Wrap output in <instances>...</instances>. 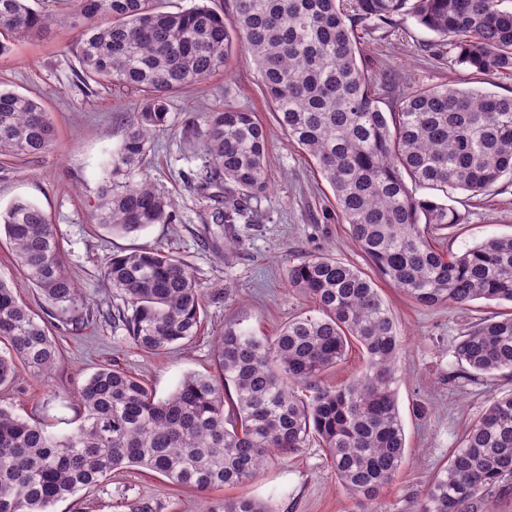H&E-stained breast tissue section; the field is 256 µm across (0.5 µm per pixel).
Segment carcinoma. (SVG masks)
I'll return each instance as SVG.
<instances>
[{
	"label": "carcinoma",
	"mask_w": 512,
	"mask_h": 512,
	"mask_svg": "<svg viewBox=\"0 0 512 512\" xmlns=\"http://www.w3.org/2000/svg\"><path fill=\"white\" fill-rule=\"evenodd\" d=\"M505 0H233L228 17L207 6L163 12L154 0H74L71 18L39 13L28 0H0V35L70 23L85 27L79 52L83 85L107 81L142 96L108 161L93 212L113 234L171 224V200L142 178L130 179L170 120L171 95L226 67L234 45L252 58L261 89L288 141L333 191L357 248L381 278L422 306L462 307L475 300L512 303V235L443 254L431 231L463 223L437 197H417L404 176L451 199L473 196L512 175V96L442 84L416 87L394 109L379 107L375 81L357 56V22L410 16L457 51V63L483 75L512 76V8ZM182 136L204 161L193 188L213 201L204 217L232 229L268 188V137L254 113L227 105L185 121ZM55 131L35 98L0 88V155L38 156ZM22 275L65 314L81 302L66 273L54 224L17 200L0 211ZM102 277L124 308L122 322L142 350L161 353L201 331L206 292L193 269L162 247L114 255ZM288 287L310 298L278 334L262 338L224 325L214 373L185 375L164 399L109 365L79 388L80 423L48 432L0 405V512H53L112 471L138 466L170 483L208 491L253 481L278 453L317 438L338 483L367 512H385L380 494L399 476L406 437L399 413V330L376 283L331 257L288 267ZM51 323L0 280V386L20 370L47 377L59 349ZM358 345L364 367L309 400L296 393ZM464 378L512 373V313L469 326L455 346ZM512 478V392L493 393L427 484L420 512H494L492 493ZM206 512H269L250 497Z\"/></svg>",
	"instance_id": "1"
}]
</instances>
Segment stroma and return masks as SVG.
<instances>
[{
  "instance_id": "35a3bbf8",
  "label": "stroma",
  "mask_w": 512,
  "mask_h": 512,
  "mask_svg": "<svg viewBox=\"0 0 512 512\" xmlns=\"http://www.w3.org/2000/svg\"><path fill=\"white\" fill-rule=\"evenodd\" d=\"M356 32L362 64L376 79L383 110L393 108L410 87L452 84L465 74L454 50L433 51L435 35L412 18L398 17L389 25L367 20ZM79 49V30L62 26L14 36L11 52L0 57V86L36 98L55 130L52 147L40 156L0 157V210L22 197L49 215L61 238L65 269L83 298L82 306L53 321L61 355L51 377L21 374L14 384L0 387V405L48 431L68 432L82 413L77 388L108 364L142 378L157 397H167L184 374L213 371L214 344L225 324L238 323L270 337L311 310V301L289 288L288 267L328 255L376 280L400 330L397 399L406 460L382 497L387 512H419L428 480L485 410L490 395L512 389V377L505 375L473 382L452 379L455 346L468 326L511 313L512 304L477 300L463 308L425 307L380 279L352 243L329 185L305 154L289 145L253 62L239 50L225 70L173 95L169 125L155 134L141 168L174 200L178 223L154 224L127 236L108 233L93 224L92 206L108 158L141 110V96L108 83L84 87ZM227 103L255 112L268 130L269 189L234 225L231 238L215 240L202 222L208 204L188 183L200 161L181 131L187 117ZM452 204L464 222L437 233L434 245L440 251L461 253L490 237L512 234V178H502L476 197L458 192ZM157 245L176 249L208 296L200 335L188 345L150 354L132 342L124 327L101 317V310L123 304L103 280L101 268L110 256ZM0 279L17 288L36 313L50 310L42 291L21 276L4 236ZM241 495L265 503L271 512H360L338 486L328 453L315 440L278 454L241 487L201 494L145 469L125 467L94 491L59 502L55 512H127V504L136 501L149 502L153 512H203L206 503Z\"/></svg>"
}]
</instances>
